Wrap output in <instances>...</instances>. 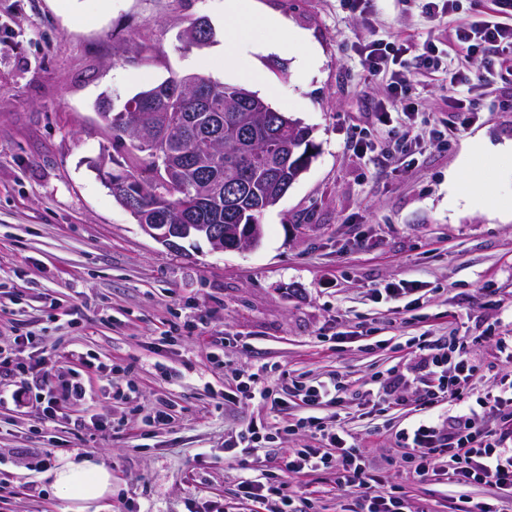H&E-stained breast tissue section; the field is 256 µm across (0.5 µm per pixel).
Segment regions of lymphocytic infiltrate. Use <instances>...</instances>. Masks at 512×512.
Segmentation results:
<instances>
[{"label": "lymphocytic infiltrate", "instance_id": "1", "mask_svg": "<svg viewBox=\"0 0 512 512\" xmlns=\"http://www.w3.org/2000/svg\"><path fill=\"white\" fill-rule=\"evenodd\" d=\"M454 36L467 52L481 53L490 62L498 60L503 53L512 54L511 23L478 19L459 27ZM486 83V77L480 74L449 71L448 106L459 125L471 122L476 110L474 93ZM416 346L424 351L425 366L433 376L432 381L419 390L418 404L430 411L442 401L461 400L482 367L467 342L453 337L445 342L422 338ZM236 390L248 397L257 395L271 399L273 406L283 408L291 399L312 406L327 397H339L344 387L333 378L290 387L289 399H273L267 388L259 386L251 375L239 381ZM30 395L54 408L84 398L85 389L80 381L56 380L42 374L36 382H24L11 397L20 404ZM505 414L512 416V379L504 378L497 384L494 395L477 397L475 406L459 408L457 414L449 416L447 423L428 418L400 431L398 440L408 450L406 459L415 480L424 483L444 476L449 484L458 487V494L449 501L448 512H498L495 505L474 501L469 488L488 485L512 489V446L508 445L506 435L486 430L477 421L481 415L495 418ZM296 426L320 434L321 444L284 453L273 471L255 470L248 462L262 446L259 428L252 425L240 432L238 442L242 457L237 464L243 472L239 482L243 498L267 505V512H314L313 499L298 494L286 477L332 470L336 473L337 486L350 493V503L343 512H411L403 495L385 488L382 475L365 463L359 448L346 443L339 429L329 428L313 415L300 418Z\"/></svg>", "mask_w": 512, "mask_h": 512}]
</instances>
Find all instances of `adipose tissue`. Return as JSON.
Returning a JSON list of instances; mask_svg holds the SVG:
<instances>
[{
	"instance_id": "1",
	"label": "adipose tissue",
	"mask_w": 512,
	"mask_h": 512,
	"mask_svg": "<svg viewBox=\"0 0 512 512\" xmlns=\"http://www.w3.org/2000/svg\"><path fill=\"white\" fill-rule=\"evenodd\" d=\"M55 494L70 503V512H98L112 489V474L93 461L66 460L49 472Z\"/></svg>"
}]
</instances>
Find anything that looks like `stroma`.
I'll return each instance as SVG.
<instances>
[{
	"label": "stroma",
	"mask_w": 512,
	"mask_h": 512,
	"mask_svg": "<svg viewBox=\"0 0 512 512\" xmlns=\"http://www.w3.org/2000/svg\"><path fill=\"white\" fill-rule=\"evenodd\" d=\"M244 14L280 18L304 41L254 59L259 25L238 32L224 65V0H0V353L11 363L83 380L86 397L47 420L36 401L0 405V512H67L46 477L56 459L91 458L112 473L102 512H247L239 470L226 453L241 430L265 427L277 456L309 448L289 432L303 417L237 396L239 375L258 374L282 396V374L346 385L340 405L316 414L340 423L348 443L383 470L415 512H448L455 486L414 482L397 430L418 420L419 336L468 341L486 392L512 376L495 337L512 336V217L448 205V176L512 203V155L477 159L475 143L512 142V69L478 92V112L456 128L449 67L460 55L448 27L419 0H242ZM207 18L203 48L180 34ZM377 39L413 59L431 44L441 67L416 76L408 115L391 125L365 117L386 96L361 51ZM310 57L307 70L296 68ZM260 62L274 109L312 131L308 170L262 219L257 247L216 251L205 240L166 247L115 201L92 164L114 156L97 104L114 106L185 75L246 85ZM396 151L394 162L382 150ZM410 296H377L391 284ZM84 356L68 359V352ZM406 376L385 415L364 403L390 368ZM166 412L167 424L151 419ZM55 459V460H56Z\"/></svg>",
	"instance_id": "1"
}]
</instances>
